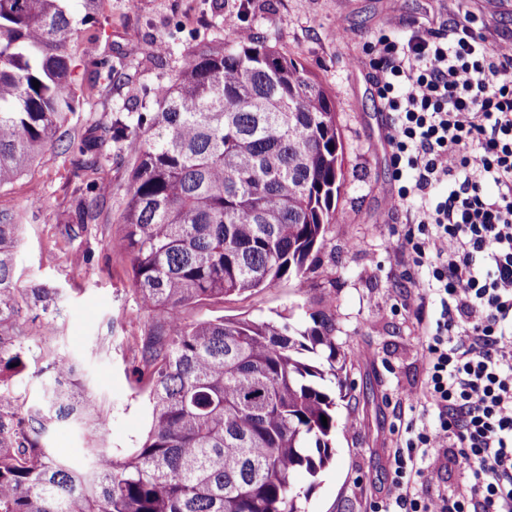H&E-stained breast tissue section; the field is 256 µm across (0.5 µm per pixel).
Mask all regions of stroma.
I'll return each mask as SVG.
<instances>
[{
	"mask_svg": "<svg viewBox=\"0 0 512 512\" xmlns=\"http://www.w3.org/2000/svg\"><path fill=\"white\" fill-rule=\"evenodd\" d=\"M241 13L254 37L301 61L336 101L343 146V187L336 201L341 216L330 225L312 288L313 310L326 296L336 304V347L346 357L356 403L338 401L340 427L333 463L324 470L305 504L306 512H369L387 494L397 436L395 414L421 385L423 318L408 312L419 275H408L394 257L405 231V211L390 212L397 184L387 141L389 114L378 97L369 47L380 35L401 39L410 28L435 30L468 15L489 44L512 38V0H110L98 27L95 48L72 50L75 82L88 86L94 73L88 57L123 58L113 80L75 115L70 126L90 135L95 120L141 105L146 90L168 84L191 51L230 41L225 15ZM112 189L96 221L78 223L74 208L83 175L72 152L56 145L10 188L0 191V210L24 212L16 258L19 287L58 289L59 309L43 324V340L30 343L24 368L11 380L15 408L36 404L46 382L40 369L49 355L76 362L79 382L110 415L109 423H55L42 437L57 456L79 460L92 443L122 455L141 441L149 418L143 393L131 373L139 363L137 343L153 322L132 290L125 256L110 242L122 232L120 214L128 179L126 165L112 160L95 173ZM387 223H380L381 214ZM298 298L282 282L253 295L231 296L188 308L187 320L265 319L284 312Z\"/></svg>",
	"mask_w": 512,
	"mask_h": 512,
	"instance_id": "1",
	"label": "stroma"
}]
</instances>
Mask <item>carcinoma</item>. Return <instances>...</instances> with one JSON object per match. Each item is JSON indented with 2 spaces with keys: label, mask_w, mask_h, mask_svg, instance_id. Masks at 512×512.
<instances>
[{
  "label": "carcinoma",
  "mask_w": 512,
  "mask_h": 512,
  "mask_svg": "<svg viewBox=\"0 0 512 512\" xmlns=\"http://www.w3.org/2000/svg\"><path fill=\"white\" fill-rule=\"evenodd\" d=\"M104 0H0V189L69 139L93 173L127 160L122 234L133 291L154 322L141 340L149 429L119 456L84 461L41 444L53 423L101 415L47 363L40 405L12 408L11 377L29 348L23 328L57 313V292L18 287L23 215L0 211V512H304L295 479L332 462L336 309L291 310L279 320L188 322L192 304L241 296L280 281L310 290L329 226L337 223L342 146L332 95L300 62L253 36L188 55L153 92V108L116 111L95 136H74L70 115L96 86L74 83L71 43L99 24ZM39 87H34V82ZM103 194L77 199L95 220ZM327 423H322V418Z\"/></svg>",
  "instance_id": "cac0c4a2"
}]
</instances>
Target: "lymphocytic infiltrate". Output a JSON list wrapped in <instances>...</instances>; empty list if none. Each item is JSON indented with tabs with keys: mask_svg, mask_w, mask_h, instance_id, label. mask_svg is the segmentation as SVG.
<instances>
[{
	"mask_svg": "<svg viewBox=\"0 0 512 512\" xmlns=\"http://www.w3.org/2000/svg\"><path fill=\"white\" fill-rule=\"evenodd\" d=\"M370 51L391 116V205L411 208L394 254L427 275L413 311L440 306L378 509L512 512V41L488 46L466 16ZM449 459L459 483L423 489Z\"/></svg>",
	"mask_w": 512,
	"mask_h": 512,
	"instance_id": "1",
	"label": "lymphocytic infiltrate"
}]
</instances>
